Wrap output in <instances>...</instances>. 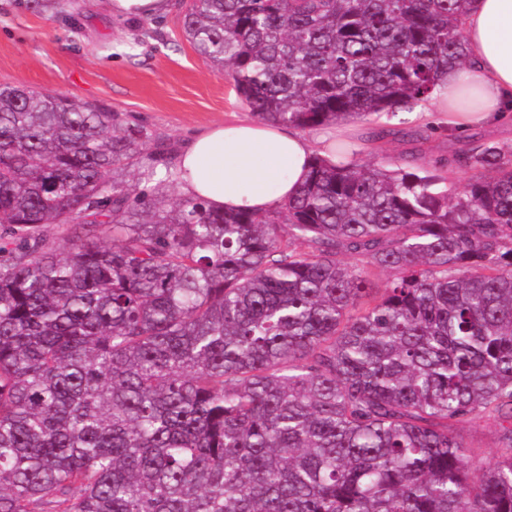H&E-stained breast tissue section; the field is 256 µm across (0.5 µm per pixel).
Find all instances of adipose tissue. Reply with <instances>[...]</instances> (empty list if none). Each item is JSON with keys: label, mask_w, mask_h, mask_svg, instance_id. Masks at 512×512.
I'll return each instance as SVG.
<instances>
[{"label": "adipose tissue", "mask_w": 512, "mask_h": 512, "mask_svg": "<svg viewBox=\"0 0 512 512\" xmlns=\"http://www.w3.org/2000/svg\"><path fill=\"white\" fill-rule=\"evenodd\" d=\"M468 64L449 69L420 116L463 131L497 120L512 104V0H471L461 23ZM349 123L313 133L259 121L224 122L196 133L179 156L181 188L217 209L266 212L293 197L314 157L335 159Z\"/></svg>", "instance_id": "adipose-tissue-1"}]
</instances>
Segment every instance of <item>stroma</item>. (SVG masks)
I'll return each mask as SVG.
<instances>
[{
  "label": "stroma",
  "instance_id": "35a3bbf8",
  "mask_svg": "<svg viewBox=\"0 0 512 512\" xmlns=\"http://www.w3.org/2000/svg\"><path fill=\"white\" fill-rule=\"evenodd\" d=\"M40 12L27 0H0V85H25L106 105L153 136L174 143L215 122L251 117L233 86L193 49L182 29L180 0L147 26L145 19L113 17L102 0H59ZM387 128L378 142L368 136ZM357 163L434 167L466 139L512 145V111L498 122L457 133L402 112L379 125L358 122ZM473 465L497 455L498 425L485 415L457 426Z\"/></svg>",
  "mask_w": 512,
  "mask_h": 512
}]
</instances>
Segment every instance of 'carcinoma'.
Returning <instances> with one entry per match:
<instances>
[{"label":"carcinoma","instance_id":"obj_1","mask_svg":"<svg viewBox=\"0 0 512 512\" xmlns=\"http://www.w3.org/2000/svg\"><path fill=\"white\" fill-rule=\"evenodd\" d=\"M467 4L190 0L183 30L306 129L428 103ZM174 160L101 104L0 86V512H512V149L317 158L264 214L167 195ZM480 414L484 468L454 431Z\"/></svg>","mask_w":512,"mask_h":512}]
</instances>
